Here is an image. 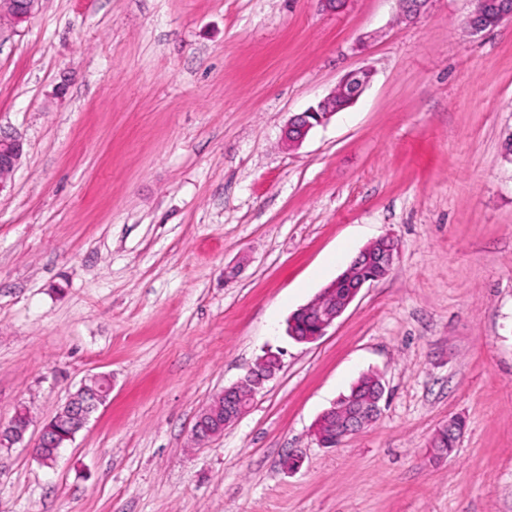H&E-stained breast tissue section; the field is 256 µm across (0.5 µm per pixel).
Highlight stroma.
Wrapping results in <instances>:
<instances>
[{
  "instance_id": "obj_1",
  "label": "stroma",
  "mask_w": 512,
  "mask_h": 512,
  "mask_svg": "<svg viewBox=\"0 0 512 512\" xmlns=\"http://www.w3.org/2000/svg\"><path fill=\"white\" fill-rule=\"evenodd\" d=\"M469 0H41L0 22V512H512V22ZM365 70L296 146L290 119ZM399 256L310 343L288 318L372 241ZM250 411L192 428L266 352ZM379 371V419L320 415ZM112 393L54 466L33 446ZM462 421L448 457L431 439ZM23 154V144L0 133V192L11 180L15 167ZM98 377L89 379L69 397L65 405L58 411L47 424L41 429L34 447L40 444L50 446L38 448L41 457H50L63 448L65 440L74 439L75 435L84 429L91 416L104 405L110 395L112 386L109 379L97 383ZM41 463L47 467L54 465L56 457L51 461L44 462L35 452Z\"/></svg>"
}]
</instances>
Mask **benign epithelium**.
Segmentation results:
<instances>
[{
    "instance_id": "7a95c632",
    "label": "benign epithelium",
    "mask_w": 512,
    "mask_h": 512,
    "mask_svg": "<svg viewBox=\"0 0 512 512\" xmlns=\"http://www.w3.org/2000/svg\"><path fill=\"white\" fill-rule=\"evenodd\" d=\"M472 9L467 24L473 32L484 30L483 14L490 6L489 0H469ZM16 12L10 14L15 20L26 19L33 14L38 0H10ZM370 81V74L364 70L347 74L338 84L336 90L325 96L318 104L308 110L293 116L286 130L285 138L291 144H300L309 131L316 126L327 123L336 112V94L342 92L348 103L358 100ZM23 154V144L14 138L0 135V192L11 180L15 167ZM374 241L362 249L357 258H367L375 261L386 271L392 269L398 254V246L377 248ZM364 284L352 287L346 299L338 302L336 299L324 303L311 301L301 308L302 315L313 320L315 333L306 337L313 342L324 336L328 330L353 302ZM261 368H251L243 380L224 388L218 397L211 402L199 415L193 429V439L197 443L205 442L219 436L224 429L244 416L251 408L253 399L263 388L264 384L273 379L282 368L280 354L268 352L259 360ZM112 386L110 380L97 381L93 377L84 382L69 397L65 405L41 429L37 444H45L52 448H60L64 441L74 439L75 435L84 429L91 416L104 405L110 395ZM382 396L373 395L366 400H360L351 405L341 407L331 406L325 414L337 422L344 434H352L367 424L363 415L369 413L376 417L381 412ZM26 415L20 410L15 418L0 430V445L10 447L23 439L28 426L17 424V418Z\"/></svg>"
}]
</instances>
